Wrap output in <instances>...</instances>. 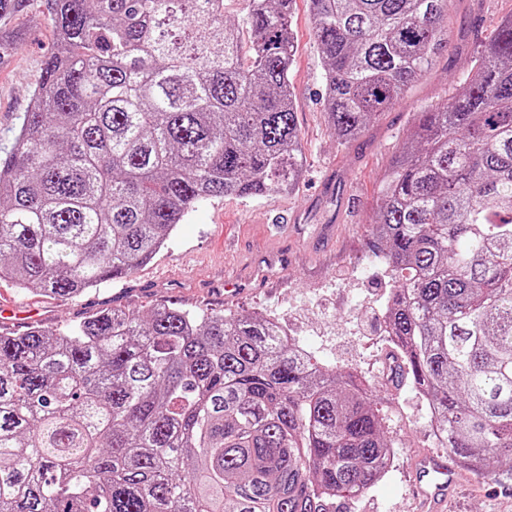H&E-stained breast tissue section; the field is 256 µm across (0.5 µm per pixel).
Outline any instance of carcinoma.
<instances>
[{
    "instance_id": "carcinoma-1",
    "label": "carcinoma",
    "mask_w": 512,
    "mask_h": 512,
    "mask_svg": "<svg viewBox=\"0 0 512 512\" xmlns=\"http://www.w3.org/2000/svg\"><path fill=\"white\" fill-rule=\"evenodd\" d=\"M30 0H0V64ZM45 0L56 41L0 158V282L69 299L132 275L197 201L297 186L295 0ZM346 144L448 45L451 0H308ZM390 381L441 447L512 472V16L416 113L378 189ZM362 381L260 313L99 311L0 334V512H340L390 458Z\"/></svg>"
}]
</instances>
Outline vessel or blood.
Here are the masks:
<instances>
[{
    "label": "vessel or blood",
    "instance_id": "1",
    "mask_svg": "<svg viewBox=\"0 0 512 512\" xmlns=\"http://www.w3.org/2000/svg\"><path fill=\"white\" fill-rule=\"evenodd\" d=\"M412 478L419 512H448L452 493L468 475L455 456L426 452L414 457Z\"/></svg>",
    "mask_w": 512,
    "mask_h": 512
}]
</instances>
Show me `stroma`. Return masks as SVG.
Segmentation results:
<instances>
[{
    "mask_svg": "<svg viewBox=\"0 0 512 512\" xmlns=\"http://www.w3.org/2000/svg\"><path fill=\"white\" fill-rule=\"evenodd\" d=\"M511 15L512 0H454L448 48L437 66L401 104L340 146L324 113V70L312 16L305 0H298L290 19L295 57L289 70L305 156L298 187L288 194L196 203L151 261L80 298L33 296L0 283V333L16 335L35 325L64 332L101 310L144 315L159 303L277 318L317 363L362 373L392 444L389 475L347 503V512H415L412 459L439 451L440 445L423 396L406 387L385 389L389 347L382 311L390 283L387 271L373 262L371 221L380 180L415 113L453 91L470 71L475 47ZM11 24L27 36L0 65V157L13 147L54 43L45 8H31ZM228 273L237 274L242 285L230 298L224 295ZM448 509L512 512V493L496 490L493 479L477 474L454 494Z\"/></svg>",
    "mask_w": 512,
    "mask_h": 512,
    "instance_id": "stroma-1",
    "label": "stroma"
}]
</instances>
